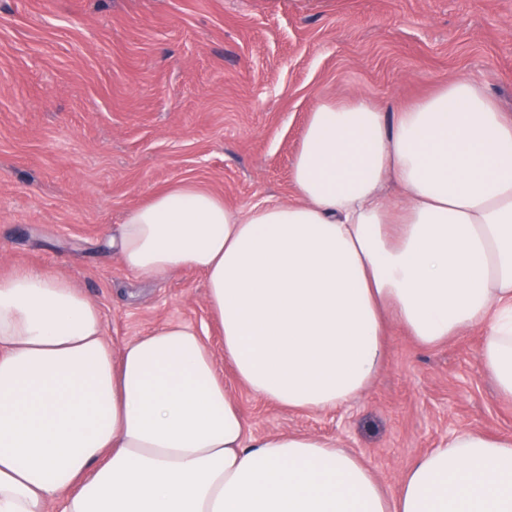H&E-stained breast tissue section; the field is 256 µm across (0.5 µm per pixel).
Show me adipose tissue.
Here are the masks:
<instances>
[{
  "mask_svg": "<svg viewBox=\"0 0 512 512\" xmlns=\"http://www.w3.org/2000/svg\"><path fill=\"white\" fill-rule=\"evenodd\" d=\"M291 179L297 201L246 211L179 185L121 226L129 270L204 274L223 360L179 323L113 355L68 281L0 276V512H512V434L455 433L392 495L336 442L248 435L219 370L333 409L371 385L390 316L424 347L484 327L478 362L512 400V117L462 76L391 118L322 103Z\"/></svg>",
  "mask_w": 512,
  "mask_h": 512,
  "instance_id": "1",
  "label": "adipose tissue"
}]
</instances>
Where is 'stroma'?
Returning <instances> with one entry per match:
<instances>
[{
	"mask_svg": "<svg viewBox=\"0 0 512 512\" xmlns=\"http://www.w3.org/2000/svg\"><path fill=\"white\" fill-rule=\"evenodd\" d=\"M452 76L512 115V0H0V275L68 280L113 353L183 323L222 356L200 271L123 265L112 240L127 213L181 182L232 209L296 201L318 104L359 93L391 113ZM482 336L424 348L387 319L378 376L332 410L288 409L221 372L253 436L335 440L395 492L452 433H512Z\"/></svg>",
	"mask_w": 512,
	"mask_h": 512,
	"instance_id": "stroma-1",
	"label": "stroma"
}]
</instances>
